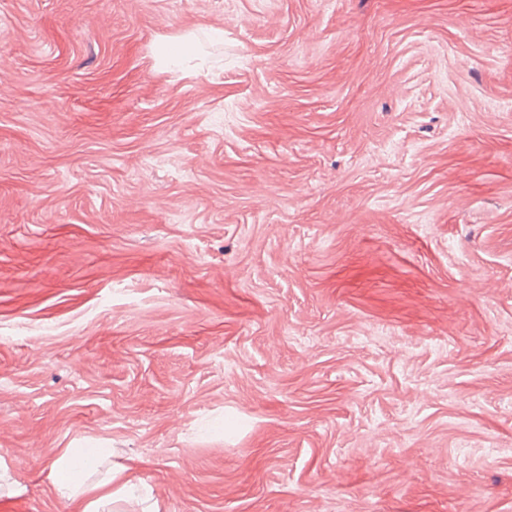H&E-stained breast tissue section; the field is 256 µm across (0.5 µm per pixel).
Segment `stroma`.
<instances>
[{
	"instance_id": "35a3bbf8",
	"label": "stroma",
	"mask_w": 512,
	"mask_h": 512,
	"mask_svg": "<svg viewBox=\"0 0 512 512\" xmlns=\"http://www.w3.org/2000/svg\"><path fill=\"white\" fill-rule=\"evenodd\" d=\"M496 102L512 0H0V512H512ZM194 52L195 46L188 37H177L174 43H170L160 53L159 59L162 65L177 64L182 58L190 57ZM76 449L80 448H68L50 470V478L60 497L69 501L80 498L81 512H103L101 509L112 504V499L118 492H123L129 498L134 497V485L124 484L118 492L112 493V469L99 482L86 484L85 448Z\"/></svg>"
}]
</instances>
